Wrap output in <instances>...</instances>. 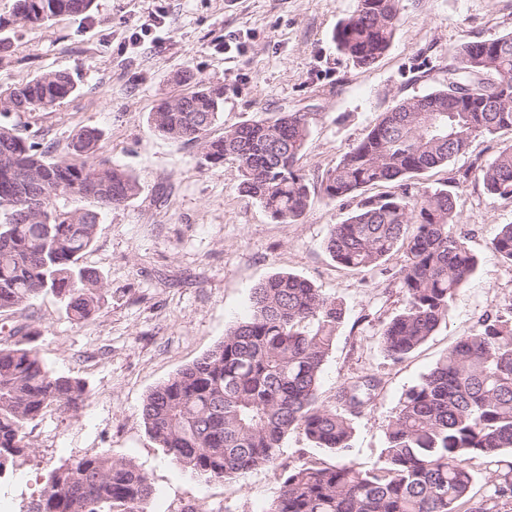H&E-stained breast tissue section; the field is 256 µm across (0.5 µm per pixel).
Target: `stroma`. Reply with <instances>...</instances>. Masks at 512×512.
<instances>
[{
    "label": "stroma",
    "instance_id": "1",
    "mask_svg": "<svg viewBox=\"0 0 512 512\" xmlns=\"http://www.w3.org/2000/svg\"><path fill=\"white\" fill-rule=\"evenodd\" d=\"M356 0H95L89 16L51 26L15 24L0 82L19 83L64 70L78 92L50 112H11L1 120L68 156L74 132H101L99 156L132 171L141 192L113 208L82 261L106 290L92 319L71 321L47 295L28 324L37 348L62 374L83 378L90 397L78 415L52 412L28 434L31 449L0 482V498H30L47 473L106 452L135 460L154 494L151 512H264L279 490L271 470L224 481L181 471L150 439L141 415L147 393L223 341L251 313L254 287L287 272L341 300L344 319L323 366L319 397L335 406L339 387L361 374L381 384L372 409L354 417L349 458L367 465L385 445L405 392L485 314L512 309V265L490 247L498 225L512 224V200L487 194L472 164L491 162L512 131L473 141L449 166L421 175L457 203L458 230L478 259L469 284L452 301L437 333L402 361L380 349L385 322L405 299L399 278L405 252L366 271L344 268L326 252L332 225L356 206L312 192L305 215L272 220L240 193L235 162L213 167L198 149L151 129L148 114L187 92L177 75L192 70L224 89V112L212 133L278 110L307 113L310 138L300 165L317 179L367 132L381 112L446 82L454 47L512 31V0H400L397 30L386 54L361 68L336 47L338 23Z\"/></svg>",
    "mask_w": 512,
    "mask_h": 512
}]
</instances>
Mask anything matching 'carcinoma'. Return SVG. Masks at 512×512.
I'll use <instances>...</instances> for the list:
<instances>
[{
	"instance_id": "cac0c4a2",
	"label": "carcinoma",
	"mask_w": 512,
	"mask_h": 512,
	"mask_svg": "<svg viewBox=\"0 0 512 512\" xmlns=\"http://www.w3.org/2000/svg\"><path fill=\"white\" fill-rule=\"evenodd\" d=\"M93 0H17L15 18L40 28L62 16L91 12ZM399 0H357L336 30V44L354 63L369 67L395 35ZM195 89L161 101L148 122L159 134L196 146L212 166L237 162L239 189L281 224L295 223L311 198L300 167L310 137L308 113L279 112L224 129L212 128L224 111V92L186 69L178 78ZM77 90L63 71L0 86V112L54 109ZM470 102L450 112L455 95ZM512 130V32L496 39L461 41L448 64V83L400 100L320 180L330 202L359 198L332 225L325 246L336 263L369 270L405 250V306L383 327L379 344L399 361L424 344L445 321L457 292L474 276L477 260L457 231L455 197L419 186L423 173L448 166L473 140ZM101 132L79 129L71 157L0 122V313L20 317L45 294L54 295L76 323L93 318L104 301L100 274L82 264L96 243L103 215L137 198L139 179L96 155ZM495 196L512 199V145L477 166ZM39 184V199L17 191ZM397 191L362 196L368 186ZM59 199L72 206H58ZM491 248L512 265V224H502ZM253 313L230 328L213 350L155 386L144 398L149 437L183 471L222 481L258 469L278 472L279 492L265 512H460L475 482L470 463L496 458L494 495L512 503V314L488 315L460 338L413 386L388 426L385 446L369 466L348 460L352 418L370 406L380 380L363 375L343 385L338 407L319 398V381L344 318L342 304L290 273H277L251 295ZM19 323L0 336V480L30 450L26 430L50 411L77 413L88 399L86 382L58 374ZM300 430L332 465L281 463L288 434ZM48 472L38 494L18 512H148L153 488L133 460L85 455Z\"/></svg>"
}]
</instances>
